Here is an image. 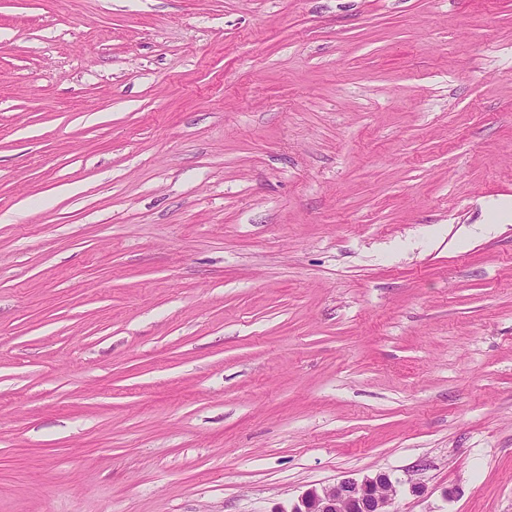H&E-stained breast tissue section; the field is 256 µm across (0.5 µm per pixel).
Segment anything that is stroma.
Instances as JSON below:
<instances>
[{
	"label": "stroma",
	"instance_id": "obj_1",
	"mask_svg": "<svg viewBox=\"0 0 512 512\" xmlns=\"http://www.w3.org/2000/svg\"><path fill=\"white\" fill-rule=\"evenodd\" d=\"M512 512V0H0V512ZM396 486L386 473L362 479L344 477L333 485L311 487L277 512H391Z\"/></svg>",
	"mask_w": 512,
	"mask_h": 512
}]
</instances>
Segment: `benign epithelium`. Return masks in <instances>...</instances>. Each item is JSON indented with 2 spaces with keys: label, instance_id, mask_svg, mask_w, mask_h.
<instances>
[{
  "label": "benign epithelium",
  "instance_id": "7a95c632",
  "mask_svg": "<svg viewBox=\"0 0 512 512\" xmlns=\"http://www.w3.org/2000/svg\"><path fill=\"white\" fill-rule=\"evenodd\" d=\"M395 495L391 477L379 472L362 479L344 477L332 485L311 487L288 508L276 512H390Z\"/></svg>",
  "mask_w": 512,
  "mask_h": 512
}]
</instances>
